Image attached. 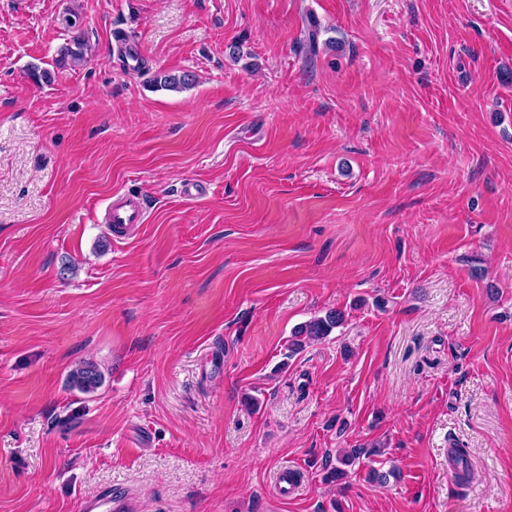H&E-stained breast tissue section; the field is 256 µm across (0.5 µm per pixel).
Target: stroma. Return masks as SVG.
<instances>
[{
  "label": "stroma",
  "mask_w": 512,
  "mask_h": 512,
  "mask_svg": "<svg viewBox=\"0 0 512 512\" xmlns=\"http://www.w3.org/2000/svg\"><path fill=\"white\" fill-rule=\"evenodd\" d=\"M104 490L512 512V0H0V512ZM193 81V75L187 73L182 75L156 73L150 80V85L157 90L179 91L191 86ZM107 221L117 232H123L134 224H144L147 220V209L144 198L137 195L123 196L110 201L105 208ZM343 322L344 313L335 310L297 326L288 340V352L294 353L300 350L310 340L326 338L333 329L341 326ZM74 386L83 392H93L102 383V374L95 362L85 361L71 373Z\"/></svg>",
  "instance_id": "stroma-1"
}]
</instances>
